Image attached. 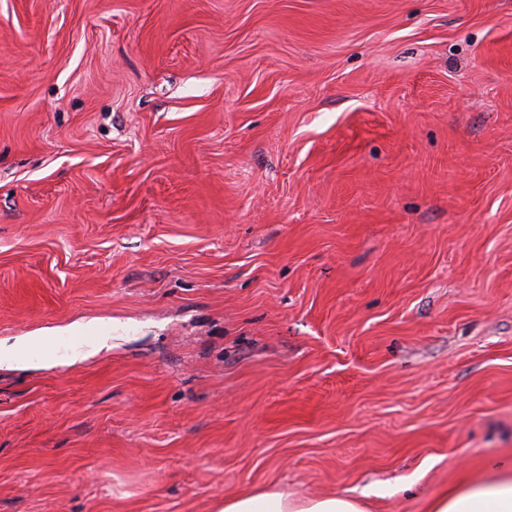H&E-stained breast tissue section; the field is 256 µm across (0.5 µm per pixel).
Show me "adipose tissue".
Segmentation results:
<instances>
[{
  "mask_svg": "<svg viewBox=\"0 0 512 512\" xmlns=\"http://www.w3.org/2000/svg\"><path fill=\"white\" fill-rule=\"evenodd\" d=\"M216 512H363L345 497L258 492L219 501ZM429 512H512V463L496 465L492 477L466 480L434 498Z\"/></svg>",
  "mask_w": 512,
  "mask_h": 512,
  "instance_id": "ef3b65f1",
  "label": "adipose tissue"
}]
</instances>
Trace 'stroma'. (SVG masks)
<instances>
[{
    "label": "stroma",
    "instance_id": "35a3bbf8",
    "mask_svg": "<svg viewBox=\"0 0 512 512\" xmlns=\"http://www.w3.org/2000/svg\"><path fill=\"white\" fill-rule=\"evenodd\" d=\"M0 349V512L489 476L512 0H0Z\"/></svg>",
    "mask_w": 512,
    "mask_h": 512
}]
</instances>
